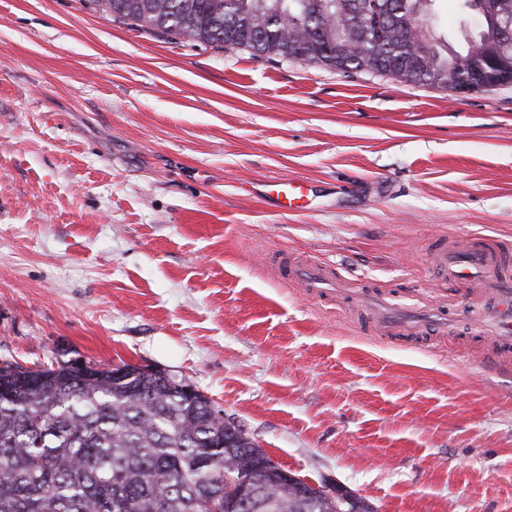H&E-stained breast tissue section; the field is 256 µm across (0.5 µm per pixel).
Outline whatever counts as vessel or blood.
<instances>
[{"label": "vessel or blood", "mask_w": 512, "mask_h": 512, "mask_svg": "<svg viewBox=\"0 0 512 512\" xmlns=\"http://www.w3.org/2000/svg\"><path fill=\"white\" fill-rule=\"evenodd\" d=\"M268 199L277 207L291 211L299 202L307 200L309 190L305 183L271 181L266 183ZM512 255V244L485 236H472L449 245L447 252L438 257L445 280L456 286L472 281L480 282L481 293L489 302L473 322L477 336L493 337L502 351L512 350V271L506 259ZM336 270L324 262L300 260L289 263L285 279L315 297L328 298L335 291ZM359 303L372 320L374 330L385 335L414 336L420 330L417 311L392 303L389 294L367 292Z\"/></svg>", "instance_id": "obj_1"}]
</instances>
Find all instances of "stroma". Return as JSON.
I'll return each instance as SVG.
<instances>
[{
    "label": "stroma",
    "instance_id": "obj_1",
    "mask_svg": "<svg viewBox=\"0 0 512 512\" xmlns=\"http://www.w3.org/2000/svg\"><path fill=\"white\" fill-rule=\"evenodd\" d=\"M433 32H480L434 0ZM310 184L281 212L260 190ZM512 240V84L457 94L158 37L83 0H0V361L194 383L281 468L376 512H512V356L442 245ZM322 259L448 329L372 333L277 277Z\"/></svg>",
    "mask_w": 512,
    "mask_h": 512
}]
</instances>
